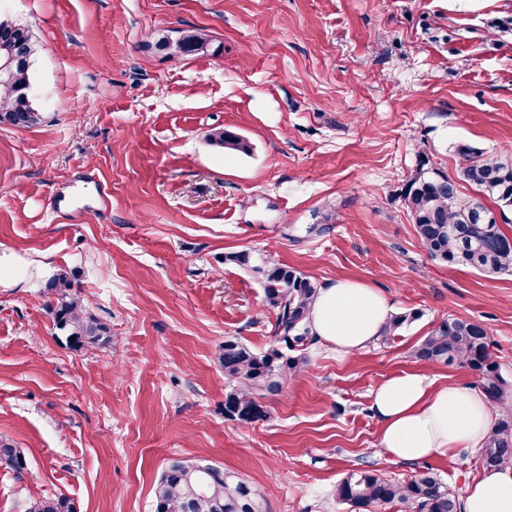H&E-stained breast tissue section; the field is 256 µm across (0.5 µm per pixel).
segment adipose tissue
<instances>
[{"instance_id": "1", "label": "adipose tissue", "mask_w": 512, "mask_h": 512, "mask_svg": "<svg viewBox=\"0 0 512 512\" xmlns=\"http://www.w3.org/2000/svg\"><path fill=\"white\" fill-rule=\"evenodd\" d=\"M392 314L371 285L338 280L323 285L310 310L315 340L339 357L374 344ZM380 447L390 459L416 462L484 447L495 415L485 395L459 383H436L408 370L384 378L370 394ZM464 512H512V466L485 469L466 487Z\"/></svg>"}]
</instances>
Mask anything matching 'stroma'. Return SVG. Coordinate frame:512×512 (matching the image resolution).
Wrapping results in <instances>:
<instances>
[{
  "instance_id": "stroma-1",
  "label": "stroma",
  "mask_w": 512,
  "mask_h": 512,
  "mask_svg": "<svg viewBox=\"0 0 512 512\" xmlns=\"http://www.w3.org/2000/svg\"><path fill=\"white\" fill-rule=\"evenodd\" d=\"M38 47L42 122L0 125V512L63 496L75 512H153L168 459L215 463L267 512H349L348 473L433 468L463 492L478 450L426 462L379 453L370 391L427 369L414 351L444 319L483 323L512 385V274L448 266L422 247L401 189L418 167L456 176L458 144L512 162V0H0ZM206 29L217 55L167 57L153 35ZM224 127L249 153L205 140ZM80 186L82 216L57 200ZM108 204H100V193ZM250 249L318 283L355 280L411 315L345 359L322 344L267 416L224 417L225 340L265 350L275 317ZM66 274L109 329L79 349L45 304ZM0 465L20 475L27 469L25 454L20 448H15L10 444H1Z\"/></svg>"
}]
</instances>
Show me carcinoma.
Wrapping results in <instances>:
<instances>
[{"label":"carcinoma","mask_w":512,"mask_h":512,"mask_svg":"<svg viewBox=\"0 0 512 512\" xmlns=\"http://www.w3.org/2000/svg\"><path fill=\"white\" fill-rule=\"evenodd\" d=\"M154 48L166 55L219 52L204 30L195 27L178 31L174 39L157 37ZM36 52L29 30L0 22V63L13 59L9 68L0 70V124L28 129L42 121L31 94ZM206 139L220 149L249 150L244 138L222 127L210 129ZM456 151L462 159L458 179L421 168L402 189L418 238L432 258L450 266H467L481 273H511L509 236L483 203L460 197L457 180L475 185L503 213L512 209V164L485 158L465 143L458 144ZM224 261L249 269L258 277L266 306L275 314L273 344L266 351L254 352L238 341H224L221 359L224 377L231 383L224 393V418L252 424L265 417L259 399L279 394L288 376L302 369L304 359L295 352L314 341L308 318L319 287L295 268L247 250L228 253ZM54 286L55 300L46 308L56 326L76 347L98 341L104 327L86 315L80 301L68 293L65 276L58 275ZM413 318L412 313L392 316L380 334L381 341L394 339ZM415 357L425 364L456 363L469 368L477 376V387L492 403L502 401L505 395L507 382L494 359L488 331L476 320H443L415 349ZM480 461L485 468L512 464V413L495 424L480 451ZM0 465L21 474L27 469L25 454L3 444ZM333 496L352 512H373L395 505L400 506L399 512H461L460 498L429 469L407 481L389 480L375 470L360 469L342 478ZM197 503L204 504L209 512H265L261 494L239 477L214 465L171 460L155 492L154 512H187ZM28 512H74V508L65 497H45L33 501Z\"/></svg>","instance_id":"obj_1"}]
</instances>
